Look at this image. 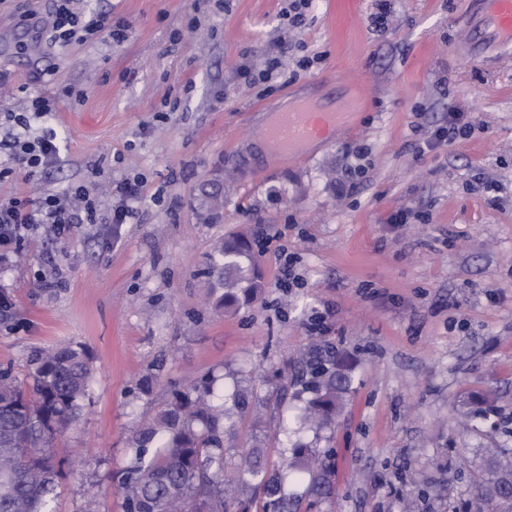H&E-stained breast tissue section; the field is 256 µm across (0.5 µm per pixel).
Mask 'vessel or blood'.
<instances>
[{
    "label": "vessel or blood",
    "instance_id": "vessel-or-blood-1",
    "mask_svg": "<svg viewBox=\"0 0 512 512\" xmlns=\"http://www.w3.org/2000/svg\"><path fill=\"white\" fill-rule=\"evenodd\" d=\"M479 17L469 42L472 55L484 50L512 51V0H478ZM350 124L343 112L322 111L308 103L276 114L261 129V136L282 154L299 157L306 143L326 132H341Z\"/></svg>",
    "mask_w": 512,
    "mask_h": 512
}]
</instances>
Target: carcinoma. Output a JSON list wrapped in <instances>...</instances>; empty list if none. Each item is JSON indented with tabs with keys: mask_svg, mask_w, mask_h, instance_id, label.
<instances>
[{
	"mask_svg": "<svg viewBox=\"0 0 512 512\" xmlns=\"http://www.w3.org/2000/svg\"><path fill=\"white\" fill-rule=\"evenodd\" d=\"M211 287L222 289L226 310L248 306L266 284L250 241L232 235L208 256ZM354 366L339 354L306 386L311 397L298 420L316 429L330 425L344 406ZM92 375L84 349L42 350L24 388L8 368L0 371V512H52L63 475L57 441L77 419ZM208 380L171 393L155 417L131 441L135 463L117 476L127 512H310L328 483L316 450L302 444L279 463L262 448L229 454L224 436L249 413L252 395H233L235 411L211 401ZM309 477L306 502L288 498V476ZM488 499L512 512V463L489 469Z\"/></svg>",
	"mask_w": 512,
	"mask_h": 512,
	"instance_id": "1",
	"label": "carcinoma"
}]
</instances>
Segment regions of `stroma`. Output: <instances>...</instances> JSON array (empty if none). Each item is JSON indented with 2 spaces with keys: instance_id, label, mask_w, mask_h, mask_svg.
<instances>
[{
  "instance_id": "obj_1",
  "label": "stroma",
  "mask_w": 512,
  "mask_h": 512,
  "mask_svg": "<svg viewBox=\"0 0 512 512\" xmlns=\"http://www.w3.org/2000/svg\"><path fill=\"white\" fill-rule=\"evenodd\" d=\"M78 6L128 22L127 38L56 49L52 0H0V114L55 97L27 135L63 142L56 167L0 199L81 183L96 206L95 223L64 239L36 225L0 260V368L27 381L32 356L62 343L92 357L54 512L90 495L124 512L112 475L133 464L132 437L203 376L224 406L254 394L225 447L325 452L333 489L312 512H479L486 449H512V55L455 53L471 0H389L380 30L377 0H311L285 46L288 0ZM278 48L285 72L245 85L239 66ZM297 97L355 99V123L306 159L266 160V115ZM452 112L471 135L424 148ZM133 178L142 198L112 225L109 187ZM215 180L209 220L200 188ZM232 232L251 236L266 288L227 313L206 261ZM333 350L356 364L344 409L300 427L297 395Z\"/></svg>"
}]
</instances>
